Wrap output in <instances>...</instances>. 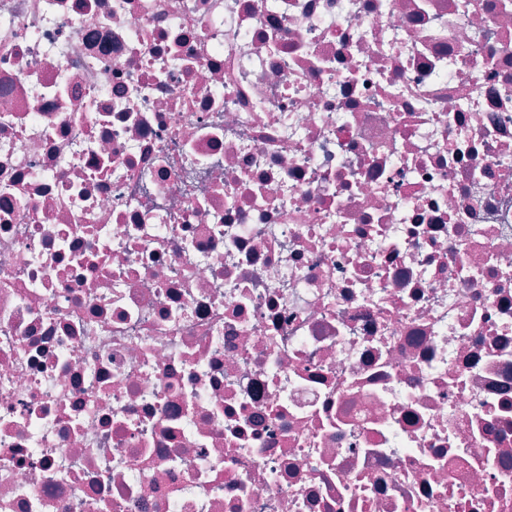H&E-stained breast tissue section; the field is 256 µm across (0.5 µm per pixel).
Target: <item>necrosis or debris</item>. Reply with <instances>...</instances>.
<instances>
[{
  "instance_id": "obj_1",
  "label": "necrosis or debris",
  "mask_w": 512,
  "mask_h": 512,
  "mask_svg": "<svg viewBox=\"0 0 512 512\" xmlns=\"http://www.w3.org/2000/svg\"><path fill=\"white\" fill-rule=\"evenodd\" d=\"M0 512H512V0H0Z\"/></svg>"
}]
</instances>
